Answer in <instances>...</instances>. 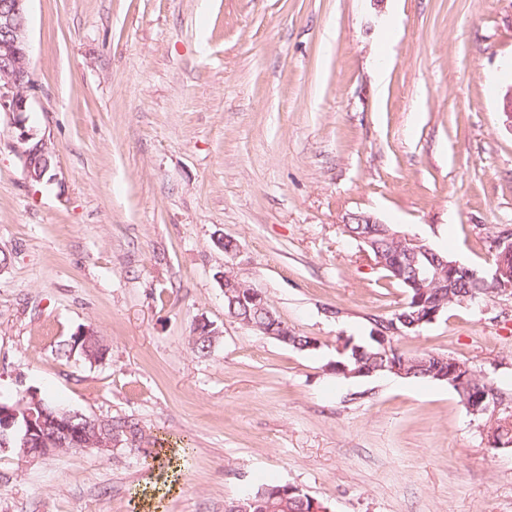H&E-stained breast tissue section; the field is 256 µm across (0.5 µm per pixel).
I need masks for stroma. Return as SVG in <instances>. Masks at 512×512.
Returning <instances> with one entry per match:
<instances>
[{
  "label": "stroma",
  "mask_w": 512,
  "mask_h": 512,
  "mask_svg": "<svg viewBox=\"0 0 512 512\" xmlns=\"http://www.w3.org/2000/svg\"><path fill=\"white\" fill-rule=\"evenodd\" d=\"M28 35V124L56 159L28 181L0 112V395L190 455L146 502L161 470L125 446L4 453L0 512H224L270 482L330 512H512L496 414L444 382L329 369L407 301L344 215L485 269L512 229V0H30ZM228 268L317 349L228 316ZM201 317L220 333L205 356ZM86 328L103 357L60 355ZM395 344L466 361L512 411V292Z\"/></svg>",
  "instance_id": "obj_1"
}]
</instances>
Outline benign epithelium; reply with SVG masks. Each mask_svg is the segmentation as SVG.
<instances>
[{
	"instance_id": "7a95c632",
	"label": "benign epithelium",
	"mask_w": 512,
	"mask_h": 512,
	"mask_svg": "<svg viewBox=\"0 0 512 512\" xmlns=\"http://www.w3.org/2000/svg\"><path fill=\"white\" fill-rule=\"evenodd\" d=\"M29 0H0V112L16 116L15 124L19 139L28 144L24 151V169L28 180L39 181L42 169L35 168L32 160L49 150L45 139L36 138L26 129L24 114L29 111L34 85L28 81L30 70V44L28 38ZM399 245L393 257L383 256L378 245L369 236L359 237L362 249L371 253L375 265L392 271L395 278L405 282L414 290L413 302L407 308L414 310L413 320L401 316L405 327L419 332L423 327L434 323L443 313V305L435 304L433 309L421 310L426 290L444 284L453 287L458 277L467 267L457 260L443 256L419 238H409L392 230L388 231ZM495 260L485 275L490 291L498 292L504 287L512 290V235L495 239L492 248ZM448 363L438 378L453 385H460L482 376V373L469 367L452 356L445 357ZM31 403L23 412L16 407L0 402V454L10 450V442H19L27 457H42L57 454L63 449L93 447L106 453L116 447L112 433L104 423L78 412L52 409L39 402L38 394L30 392ZM470 414H486L499 407L495 392L483 389L480 400L466 403ZM82 419L78 428H73L75 418Z\"/></svg>"
}]
</instances>
